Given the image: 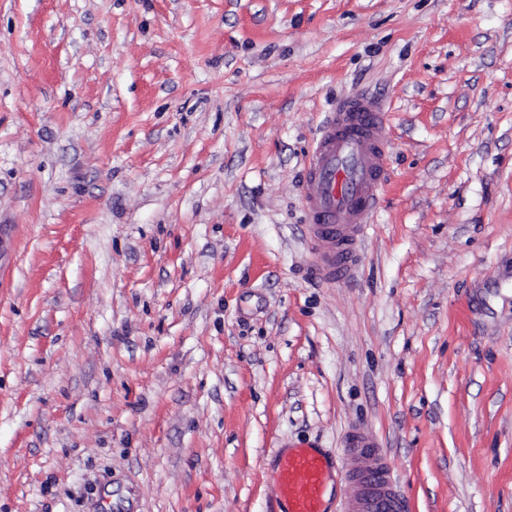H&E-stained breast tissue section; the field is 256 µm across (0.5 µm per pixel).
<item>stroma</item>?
Instances as JSON below:
<instances>
[{
  "label": "stroma",
  "instance_id": "obj_1",
  "mask_svg": "<svg viewBox=\"0 0 512 512\" xmlns=\"http://www.w3.org/2000/svg\"><path fill=\"white\" fill-rule=\"evenodd\" d=\"M388 112L323 280L328 114ZM374 437L407 512H512V0H0V512H342ZM386 105L360 97L331 112L305 164V209L326 279H347L375 213L388 162ZM276 474L289 512H324L322 501L328 479L325 457L310 448H295L280 457Z\"/></svg>",
  "mask_w": 512,
  "mask_h": 512
}]
</instances>
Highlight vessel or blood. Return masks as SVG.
Segmentation results:
<instances>
[{"mask_svg": "<svg viewBox=\"0 0 512 512\" xmlns=\"http://www.w3.org/2000/svg\"><path fill=\"white\" fill-rule=\"evenodd\" d=\"M386 105L360 97L331 112L305 164V209L318 246V269L326 279H347L358 260L357 244L375 213L388 162ZM351 447L368 453L369 465L352 473L355 492L347 512H406L391 468L367 434L351 437ZM289 512H322L328 479L325 457L297 448L279 459L276 470Z\"/></svg>", "mask_w": 512, "mask_h": 512, "instance_id": "obj_1", "label": "vessel or blood"}]
</instances>
